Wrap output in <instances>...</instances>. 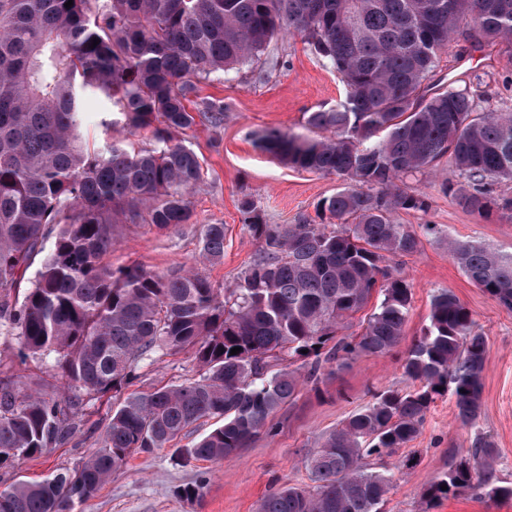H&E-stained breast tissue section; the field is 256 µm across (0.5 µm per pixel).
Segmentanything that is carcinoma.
<instances>
[{"instance_id":"carcinoma-1","label":"carcinoma","mask_w":512,"mask_h":512,"mask_svg":"<svg viewBox=\"0 0 512 512\" xmlns=\"http://www.w3.org/2000/svg\"><path fill=\"white\" fill-rule=\"evenodd\" d=\"M67 2L0 0V337L16 341L22 363L52 358L71 392L62 401L22 395L0 379V466L66 444L85 398L122 393L145 361L190 350L201 374L124 398L100 449L72 469L0 489V512H75L131 454L163 448L206 418L220 424L179 458L222 459L296 397L301 370L315 381L324 363L396 347L411 289L385 260L414 253L419 239L394 213L426 207L397 180L448 154L472 184L458 188L460 205L512 211V198L497 201L485 189L488 179H512V113L479 112L453 88L424 94L449 44L462 54L512 43V0ZM282 33L300 36L336 72L345 99L308 113L320 135L271 129L257 145L289 167L344 178L321 203L338 224H268L243 201L262 250L232 288L193 269L112 268L105 259L115 225L190 223L188 193L203 168L176 135L198 121H224L220 103L189 109L200 80L239 68ZM92 96L115 112L103 121L108 137L91 151L80 127ZM141 131L152 147L128 150L121 135ZM448 252L512 308L511 255L457 240ZM40 255L35 279L22 288ZM198 258H224V225L204 226ZM376 289L364 330L336 336ZM428 320L402 365L417 387L385 390L352 413L307 451L312 485L281 487L258 512H382L392 475L365 458L406 447L447 393L463 424L477 420L487 338L446 289L433 296ZM234 347L240 352L232 355ZM465 490L512 499L485 437L424 496L435 503Z\"/></svg>"}]
</instances>
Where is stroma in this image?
Here are the masks:
<instances>
[{"instance_id": "obj_1", "label": "stroma", "mask_w": 512, "mask_h": 512, "mask_svg": "<svg viewBox=\"0 0 512 512\" xmlns=\"http://www.w3.org/2000/svg\"><path fill=\"white\" fill-rule=\"evenodd\" d=\"M428 86L433 91L448 87L465 91L481 112H512V44L478 49L464 58L447 50ZM344 96L335 72L323 66L296 35L274 38L236 72L199 83L198 99L223 103L224 122L216 128L199 123L185 134L186 145L203 166V178L189 194L191 221L161 231L117 225L113 267L140 264L166 273L194 265L214 283L227 287L261 250L260 240L244 223L243 200H251L270 224L328 223L320 203L342 186V179L290 168L262 152L256 140L268 129L308 135V113L336 107ZM463 182L448 156L434 169L404 180L405 190L425 198L427 208L395 214L396 222L412 225L420 239L416 252L391 261L412 293L405 334L396 348L383 356H357L343 366L323 364L318 382L305 384L292 402L275 412L267 432L222 460L182 464L177 459L180 448L213 428L210 420L200 421L165 447L132 455L78 512H257L269 493L286 485H308L305 456L323 434L377 393L413 389L402 364L428 323L432 296L443 289L459 299L487 338L480 415L476 427L462 426L454 398L440 397L407 447L389 457H368L370 467L388 468L394 475L382 512H512V499L481 498L468 491L432 506L422 498L430 481L459 462L479 431L492 441L498 479L512 484V308L471 283L448 253V242L455 239L512 254V213L495 207L481 214L463 209L456 198ZM205 224L224 227L221 262L198 260L199 231ZM427 224L436 225L437 233L424 232ZM14 348L13 340L0 337V371L5 376L21 391L64 396L50 361L15 363ZM198 376L192 353L183 351L144 364L128 390L147 394ZM118 403L108 394L87 403L83 421L68 444L0 469V485L20 478L37 480L89 456L99 448ZM186 484L202 485V497L177 496V488Z\"/></svg>"}]
</instances>
